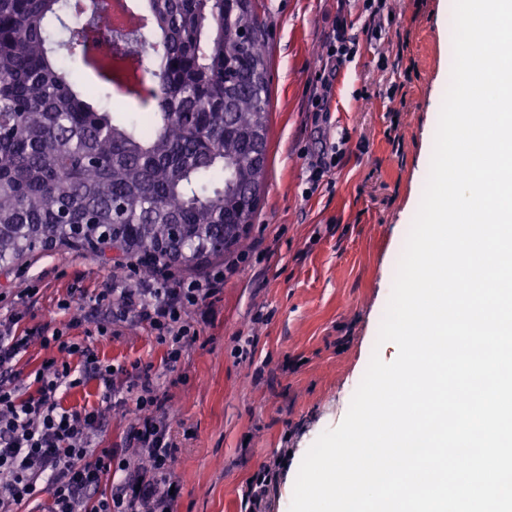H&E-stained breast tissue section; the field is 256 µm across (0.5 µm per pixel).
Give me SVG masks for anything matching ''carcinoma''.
I'll return each mask as SVG.
<instances>
[{"mask_svg": "<svg viewBox=\"0 0 512 512\" xmlns=\"http://www.w3.org/2000/svg\"><path fill=\"white\" fill-rule=\"evenodd\" d=\"M107 2L0 0L1 267L79 239L193 269L245 245L266 168L250 138L270 106L255 0H138L132 30ZM118 40L158 48L151 95L116 80ZM112 99L155 123L114 118Z\"/></svg>", "mask_w": 512, "mask_h": 512, "instance_id": "obj_1", "label": "carcinoma"}]
</instances>
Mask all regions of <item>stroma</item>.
Segmentation results:
<instances>
[{"instance_id": "1", "label": "stroma", "mask_w": 512, "mask_h": 512, "mask_svg": "<svg viewBox=\"0 0 512 512\" xmlns=\"http://www.w3.org/2000/svg\"><path fill=\"white\" fill-rule=\"evenodd\" d=\"M270 60L268 159L247 234L249 260L224 282L208 323L175 369L140 327L93 337L101 359L165 375L170 430L179 439L175 512H240L259 465L290 455L269 512H289L301 462L344 419L379 343L395 274L429 177L432 144L453 62L450 0H387L394 36L374 41L363 0H256ZM345 18L356 55L335 64L323 46ZM330 93L325 119L311 98ZM341 157L317 190L309 166L328 146ZM113 263L52 246L0 274V314L21 328L90 310ZM37 289L36 299L24 297ZM72 298L70 313L57 302ZM248 341L247 355L237 352ZM67 407L102 406L94 443L120 448L133 403H103L96 383L66 391Z\"/></svg>"}]
</instances>
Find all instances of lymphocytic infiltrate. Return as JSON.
Listing matches in <instances>:
<instances>
[{"instance_id":"lymphocytic-infiltrate-1","label":"lymphocytic infiltrate","mask_w":512,"mask_h":512,"mask_svg":"<svg viewBox=\"0 0 512 512\" xmlns=\"http://www.w3.org/2000/svg\"><path fill=\"white\" fill-rule=\"evenodd\" d=\"M248 259L241 253L198 277L173 278L164 260L152 276L130 257L89 313L38 332L20 329L21 317L0 318V512H174L172 487L178 444L167 418L161 378L147 368L125 373L101 360L93 336H116L142 325L176 366L197 338L229 275ZM88 323L83 337L71 331ZM53 357L29 375L18 365L32 343ZM96 382L104 401L132 396L140 414L128 448H97L100 409L65 407L61 390Z\"/></svg>"}]
</instances>
